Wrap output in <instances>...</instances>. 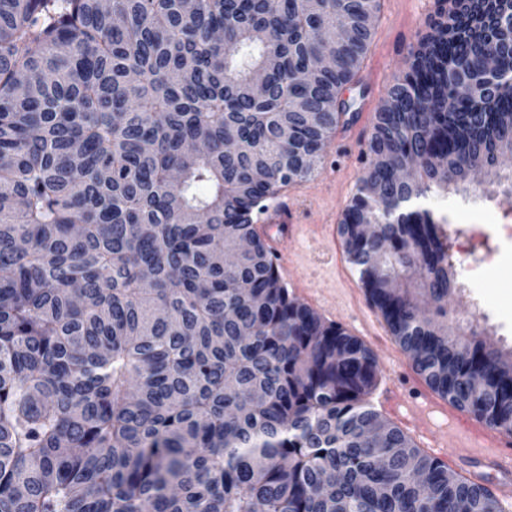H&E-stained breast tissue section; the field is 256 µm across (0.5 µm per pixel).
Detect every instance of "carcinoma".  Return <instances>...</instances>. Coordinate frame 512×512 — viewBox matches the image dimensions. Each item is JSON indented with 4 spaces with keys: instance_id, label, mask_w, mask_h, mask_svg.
Returning a JSON list of instances; mask_svg holds the SVG:
<instances>
[{
    "instance_id": "obj_1",
    "label": "carcinoma",
    "mask_w": 512,
    "mask_h": 512,
    "mask_svg": "<svg viewBox=\"0 0 512 512\" xmlns=\"http://www.w3.org/2000/svg\"><path fill=\"white\" fill-rule=\"evenodd\" d=\"M379 10L0 0V512H502L365 403L372 351L290 296L252 223L347 123ZM510 16L438 13L338 231L417 374L511 432L512 366L449 318L451 225L424 206L512 147Z\"/></svg>"
}]
</instances>
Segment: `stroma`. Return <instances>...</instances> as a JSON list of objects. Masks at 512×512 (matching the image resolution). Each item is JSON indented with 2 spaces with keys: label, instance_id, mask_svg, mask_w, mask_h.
<instances>
[{
  "label": "stroma",
  "instance_id": "1",
  "mask_svg": "<svg viewBox=\"0 0 512 512\" xmlns=\"http://www.w3.org/2000/svg\"><path fill=\"white\" fill-rule=\"evenodd\" d=\"M429 21L421 0H387L386 10L377 13L373 40L358 77L343 91L353 117L329 138L314 175L302 181L301 193L287 201L295 211L299 238L326 241L329 222L343 215L368 167L367 145L376 112L393 78L407 69L412 48L428 33ZM427 204L447 214L449 223L471 224L485 234L493 258L477 267L455 262L456 289L449 309L460 323L478 320L503 350H511L512 237H507L504 227L512 225V190L491 184L484 177L472 183L468 197L434 194ZM284 284L292 297L323 321L340 325L372 350L377 359L376 377L364 397L365 403L384 412L386 394L395 392L403 412L412 416L413 423L405 432L413 443L435 459L439 451L430 447L426 436L431 432L441 434L458 457L449 468L450 474L467 479V470L481 459V451L467 447L455 430H444L441 416L428 411L432 388L413 369L348 260L333 264L295 248L288 255Z\"/></svg>",
  "mask_w": 512,
  "mask_h": 512
}]
</instances>
